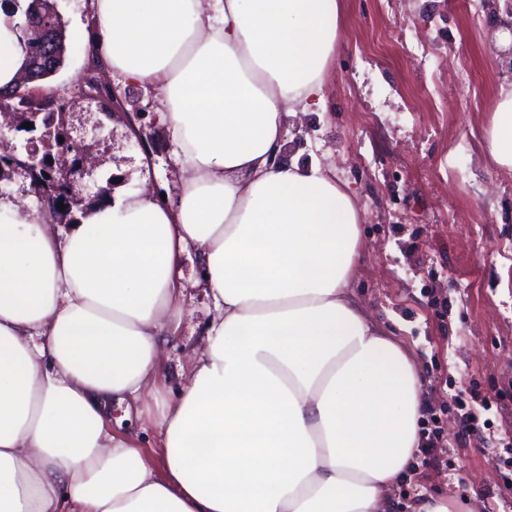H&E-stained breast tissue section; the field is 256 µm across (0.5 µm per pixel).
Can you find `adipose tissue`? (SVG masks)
Instances as JSON below:
<instances>
[{
  "instance_id": "adipose-tissue-1",
  "label": "adipose tissue",
  "mask_w": 512,
  "mask_h": 512,
  "mask_svg": "<svg viewBox=\"0 0 512 512\" xmlns=\"http://www.w3.org/2000/svg\"><path fill=\"white\" fill-rule=\"evenodd\" d=\"M98 72L159 89L183 184L56 229L0 198V512H389L420 443L413 357L348 292L350 193L287 156L322 102L339 0H93ZM490 156L512 170V88ZM196 247L214 313L156 386ZM154 401V469L113 402Z\"/></svg>"
}]
</instances>
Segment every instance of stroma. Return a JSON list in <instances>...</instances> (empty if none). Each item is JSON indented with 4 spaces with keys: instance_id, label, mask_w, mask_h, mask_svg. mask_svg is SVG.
I'll return each instance as SVG.
<instances>
[{
    "instance_id": "obj_1",
    "label": "stroma",
    "mask_w": 512,
    "mask_h": 512,
    "mask_svg": "<svg viewBox=\"0 0 512 512\" xmlns=\"http://www.w3.org/2000/svg\"><path fill=\"white\" fill-rule=\"evenodd\" d=\"M343 30L328 67L324 105L299 116L288 153L347 188L360 212L361 248L348 288L417 362L435 448L416 452L392 492L394 512L419 498L450 512H512V171L486 154L501 87L512 84V33L485 0H341ZM67 23L65 66L44 94L73 90L98 19L91 0H56ZM123 100L145 106L148 148L123 122L96 128L81 94L73 137L95 163L93 179L131 193L174 194L182 169L159 122L156 90L114 75ZM186 310L169 345L165 385L191 375L189 346L212 306L195 251L182 257Z\"/></svg>"
}]
</instances>
